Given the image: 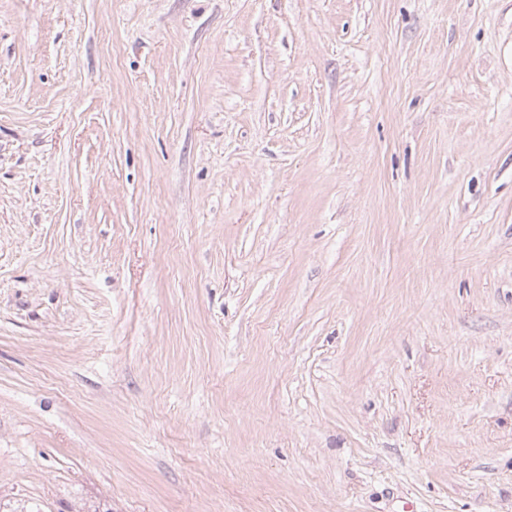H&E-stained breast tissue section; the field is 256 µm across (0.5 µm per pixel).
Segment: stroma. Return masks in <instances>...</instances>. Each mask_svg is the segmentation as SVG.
<instances>
[{"instance_id":"stroma-1","label":"stroma","mask_w":512,"mask_h":512,"mask_svg":"<svg viewBox=\"0 0 512 512\" xmlns=\"http://www.w3.org/2000/svg\"><path fill=\"white\" fill-rule=\"evenodd\" d=\"M512 512V0H0V512Z\"/></svg>"}]
</instances>
